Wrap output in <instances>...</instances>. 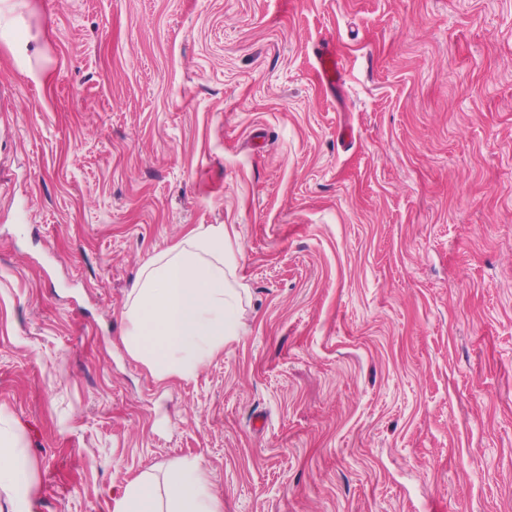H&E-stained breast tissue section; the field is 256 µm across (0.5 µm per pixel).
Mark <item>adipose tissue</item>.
<instances>
[{
    "label": "adipose tissue",
    "mask_w": 512,
    "mask_h": 512,
    "mask_svg": "<svg viewBox=\"0 0 512 512\" xmlns=\"http://www.w3.org/2000/svg\"><path fill=\"white\" fill-rule=\"evenodd\" d=\"M226 225L192 230L139 272L123 310L126 353L159 382L193 379L245 332L239 312L246 288ZM0 490L9 512H32L36 484L22 457L18 431L0 428ZM112 512H224L199 460L173 458L161 475L145 473L126 484Z\"/></svg>",
    "instance_id": "adipose-tissue-1"
}]
</instances>
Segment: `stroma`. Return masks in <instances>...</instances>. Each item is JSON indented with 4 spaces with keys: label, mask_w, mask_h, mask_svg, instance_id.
Wrapping results in <instances>:
<instances>
[{
    "label": "stroma",
    "mask_w": 512,
    "mask_h": 512,
    "mask_svg": "<svg viewBox=\"0 0 512 512\" xmlns=\"http://www.w3.org/2000/svg\"><path fill=\"white\" fill-rule=\"evenodd\" d=\"M10 36L39 55L0 43V420L34 512L175 457L224 512H512V0H27ZM210 224L247 332L159 383L122 312ZM316 59L322 81L327 85L336 86L343 75L341 60L336 52L330 49H322L317 52Z\"/></svg>",
    "instance_id": "obj_1"
}]
</instances>
